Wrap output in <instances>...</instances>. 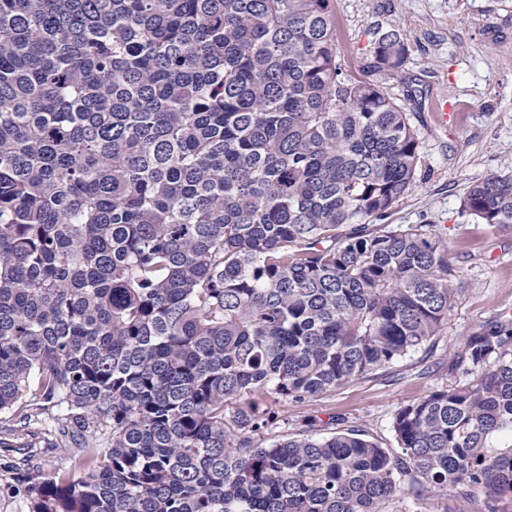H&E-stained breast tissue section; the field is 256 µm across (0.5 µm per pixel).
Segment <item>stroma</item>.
<instances>
[{
  "instance_id": "stroma-1",
  "label": "stroma",
  "mask_w": 512,
  "mask_h": 512,
  "mask_svg": "<svg viewBox=\"0 0 512 512\" xmlns=\"http://www.w3.org/2000/svg\"><path fill=\"white\" fill-rule=\"evenodd\" d=\"M337 60L358 73L374 27L395 29L409 45L402 69L380 76L403 103L420 142L417 181L388 221L434 225L460 269L462 290L430 354L416 353L388 372L297 405H273L289 428L303 419L333 432L331 416L396 448L394 413L458 381L449 365L469 333L496 316L512 318V234L461 213L463 192L489 175H512V0H333ZM456 103L447 125L431 112L435 99Z\"/></svg>"
}]
</instances>
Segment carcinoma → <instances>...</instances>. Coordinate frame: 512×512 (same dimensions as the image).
<instances>
[{
	"label": "carcinoma",
	"instance_id": "cac0c4a2",
	"mask_svg": "<svg viewBox=\"0 0 512 512\" xmlns=\"http://www.w3.org/2000/svg\"><path fill=\"white\" fill-rule=\"evenodd\" d=\"M371 35L362 72L401 68ZM419 162L406 108L337 62L332 0H0V447L32 437L28 512H501L511 318L397 410V451L259 408L431 349L459 271L434 225L383 223ZM462 212L512 231V176ZM39 432L69 470L34 469ZM484 492L475 494L472 502L451 498V492L448 498L440 495H433L427 499L418 501L412 495H405L396 498L386 505L387 512H475L476 503L481 502Z\"/></svg>",
	"mask_w": 512,
	"mask_h": 512
}]
</instances>
